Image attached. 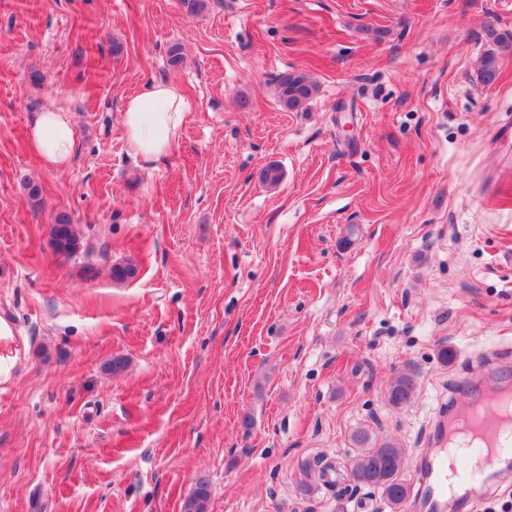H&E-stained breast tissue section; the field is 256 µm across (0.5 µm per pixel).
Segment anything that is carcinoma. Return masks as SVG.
Listing matches in <instances>:
<instances>
[{"mask_svg":"<svg viewBox=\"0 0 512 512\" xmlns=\"http://www.w3.org/2000/svg\"><path fill=\"white\" fill-rule=\"evenodd\" d=\"M486 34L493 39L495 48L486 51L480 58L478 76L482 84H493L500 72L499 60L503 54H512V36L499 35L491 26ZM276 93L280 106L286 110H296L317 93L316 82L305 72L285 71L275 77ZM50 245L57 254L68 256L79 248V235L71 217L66 212L55 216L52 224ZM415 391V379L411 372L395 374L387 387L388 401L395 407L410 402ZM352 444L357 452L348 463L349 482L354 488L369 487L380 493L392 512H400L405 503L410 486L405 477V449L398 443L374 441L365 429L352 435ZM210 499L209 485L200 480L193 492L183 501L182 512H208Z\"/></svg>","mask_w":512,"mask_h":512,"instance_id":"carcinoma-1","label":"carcinoma"}]
</instances>
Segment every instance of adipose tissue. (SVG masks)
<instances>
[{
  "label": "adipose tissue",
  "mask_w": 512,
  "mask_h": 512,
  "mask_svg": "<svg viewBox=\"0 0 512 512\" xmlns=\"http://www.w3.org/2000/svg\"><path fill=\"white\" fill-rule=\"evenodd\" d=\"M188 110L178 90L164 82L152 83L129 96L122 110L128 154L150 163L166 158ZM29 146L49 167L68 166L75 153L76 137L66 113L56 108L41 112L30 130Z\"/></svg>",
  "instance_id": "ef3b65f1"
}]
</instances>
